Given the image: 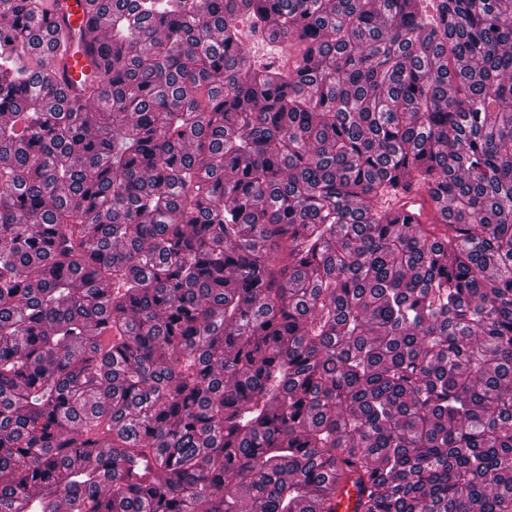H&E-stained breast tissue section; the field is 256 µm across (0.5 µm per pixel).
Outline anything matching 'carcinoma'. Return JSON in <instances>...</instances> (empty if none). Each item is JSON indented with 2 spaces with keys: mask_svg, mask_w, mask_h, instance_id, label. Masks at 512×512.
Listing matches in <instances>:
<instances>
[{
  "mask_svg": "<svg viewBox=\"0 0 512 512\" xmlns=\"http://www.w3.org/2000/svg\"><path fill=\"white\" fill-rule=\"evenodd\" d=\"M90 2L66 96L0 0V512H512V0ZM67 63V79L63 77L59 79V85L63 90H71L73 83L79 82L84 75L91 73L90 68L87 66L88 61L82 54H76L74 56L69 55L66 58Z\"/></svg>",
  "mask_w": 512,
  "mask_h": 512,
  "instance_id": "cac0c4a2",
  "label": "carcinoma"
}]
</instances>
